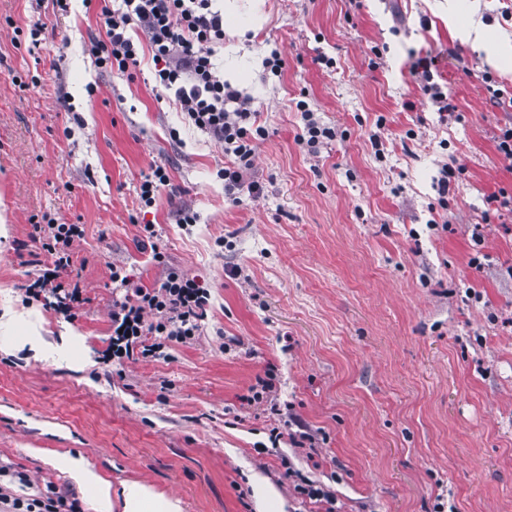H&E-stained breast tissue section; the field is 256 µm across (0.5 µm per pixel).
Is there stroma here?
Returning <instances> with one entry per match:
<instances>
[{
    "instance_id": "stroma-1",
    "label": "stroma",
    "mask_w": 512,
    "mask_h": 512,
    "mask_svg": "<svg viewBox=\"0 0 512 512\" xmlns=\"http://www.w3.org/2000/svg\"><path fill=\"white\" fill-rule=\"evenodd\" d=\"M436 2L237 0L262 23L225 34L214 60L243 72L234 86L268 135L246 174L261 193L233 203L223 144L158 99L150 55L125 75L86 53L99 0L45 11L32 54L15 33L34 17L28 0H0V311L49 344L34 360L0 320L1 464L33 488L72 489L56 458L79 454L183 512H261L238 495L258 472L285 512H318L285 454L341 512H512V213L488 204L512 192L496 148L512 70L463 42ZM454 2L460 21L512 46V0ZM273 52L282 72L264 64ZM425 57L452 111L424 95L413 65ZM300 100L334 140L298 143ZM156 164L170 184L145 207ZM183 209L196 223H177ZM45 216L83 230L61 276L81 291L71 314L25 296L48 263L30 238ZM116 266L146 287L173 267L207 288L200 336L104 364ZM268 371L271 391L250 401ZM284 416L314 447L272 444Z\"/></svg>"
}]
</instances>
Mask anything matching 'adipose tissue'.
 <instances>
[{
	"mask_svg": "<svg viewBox=\"0 0 512 512\" xmlns=\"http://www.w3.org/2000/svg\"><path fill=\"white\" fill-rule=\"evenodd\" d=\"M58 463L108 512H182L178 498L159 492L146 483L125 481L116 491L111 481L87 467L82 459L64 455L59 457Z\"/></svg>",
	"mask_w": 512,
	"mask_h": 512,
	"instance_id": "adipose-tissue-1",
	"label": "adipose tissue"
}]
</instances>
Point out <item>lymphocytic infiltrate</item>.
Instances as JSON below:
<instances>
[{
  "label": "lymphocytic infiltrate",
  "instance_id": "f902f5d3",
  "mask_svg": "<svg viewBox=\"0 0 512 512\" xmlns=\"http://www.w3.org/2000/svg\"><path fill=\"white\" fill-rule=\"evenodd\" d=\"M212 0H118L99 14L103 38L92 40L88 51L105 69L128 72L137 67L140 47L130 28L145 34L156 66L155 82L189 125L223 143L232 156L220 175L225 194H234L251 169L256 143L264 127L254 125V101L225 82L213 62V47L224 39V15L212 10ZM82 230L76 224L46 222L32 227L53 263L34 282V297L60 291L57 279L72 262V246ZM112 281L123 294L112 303V356L123 360L154 358L168 343H187L200 334V321L210 294L178 271L167 273L147 288L113 269ZM9 466L0 465V506L6 512H85L75 492L46 485L35 495L14 493L5 479Z\"/></svg>",
  "mask_w": 512,
  "mask_h": 512
}]
</instances>
